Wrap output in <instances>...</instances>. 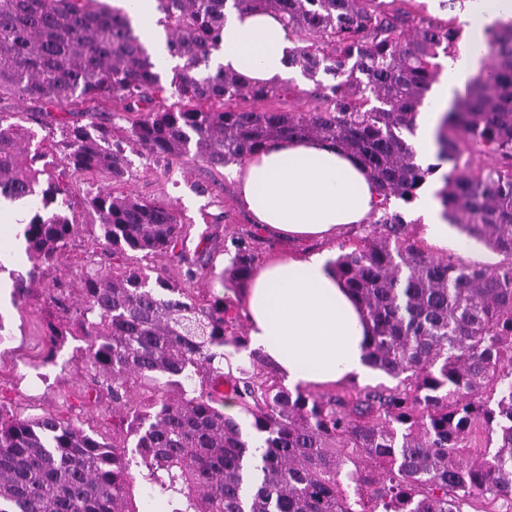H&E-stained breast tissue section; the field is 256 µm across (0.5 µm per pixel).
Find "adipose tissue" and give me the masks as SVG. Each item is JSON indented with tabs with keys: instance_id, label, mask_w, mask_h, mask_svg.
Returning a JSON list of instances; mask_svg holds the SVG:
<instances>
[{
	"instance_id": "ef3b65f1",
	"label": "adipose tissue",
	"mask_w": 512,
	"mask_h": 512,
	"mask_svg": "<svg viewBox=\"0 0 512 512\" xmlns=\"http://www.w3.org/2000/svg\"><path fill=\"white\" fill-rule=\"evenodd\" d=\"M469 29L512 20V0H469ZM296 43L276 16L230 11L213 62L264 84L288 77ZM238 202L267 236L290 242L334 239L369 223L379 201L361 162L336 144L283 139L251 156L235 176ZM241 303L250 349L288 386L362 381L371 331L357 297L340 281L329 252H286L255 266Z\"/></svg>"
}]
</instances>
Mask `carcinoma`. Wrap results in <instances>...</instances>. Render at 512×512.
Wrapping results in <instances>:
<instances>
[{"mask_svg": "<svg viewBox=\"0 0 512 512\" xmlns=\"http://www.w3.org/2000/svg\"><path fill=\"white\" fill-rule=\"evenodd\" d=\"M227 0H157L171 79L128 14L100 0H0V96L43 108L86 104L90 121L60 126L49 141L62 169L36 162L31 128L0 112V200L29 210L31 268L15 276L23 297L62 256L77 211L96 217L94 245L136 261L82 271L81 299L54 283L58 321L44 363L65 336H81L95 369L92 391L112 402L108 443L51 413L0 409V512H140L138 495L167 512H496L512 506V21L488 31V71L468 81L437 131L438 163L418 162L407 136L439 74L455 58L460 24L384 0H232L278 15L297 47L290 66L313 81L319 106H256L295 94L292 81L247 82L211 66ZM332 77L329 84L320 76ZM120 100L99 119L95 104ZM250 100L248 107L242 102ZM128 125H122L123 121ZM330 141L357 157L381 200L336 275L372 324L370 366L395 380L350 399L290 391L248 349L241 309L184 288L151 263L204 266L184 250L182 212L166 201L66 179L98 171L113 183L160 162L241 164L280 139ZM490 156L472 171L461 145ZM436 196L448 222L504 259L495 265L434 257L407 236L403 214L440 164ZM254 235L234 241L227 287L245 284ZM231 401L238 418L224 414ZM483 448L471 456L473 436Z\"/></svg>", "mask_w": 512, "mask_h": 512, "instance_id": "obj_1", "label": "carcinoma"}]
</instances>
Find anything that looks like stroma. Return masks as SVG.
<instances>
[{
    "instance_id": "obj_1",
    "label": "stroma",
    "mask_w": 512,
    "mask_h": 512,
    "mask_svg": "<svg viewBox=\"0 0 512 512\" xmlns=\"http://www.w3.org/2000/svg\"><path fill=\"white\" fill-rule=\"evenodd\" d=\"M208 184L211 192L200 196L194 182ZM117 192L144 198L170 199L179 204L188 224V249H195L202 234L218 241L255 233L236 199L231 169L213 170L202 164H175L170 169L137 171L135 177L117 185ZM79 229L57 265L47 271L29 295L13 298L8 273H0V321L6 336L0 341V405L27 415L51 413L92 427L100 437H112V405L107 397L88 403L89 366L79 340L67 338L57 365H44L48 346L47 326L55 321L51 303L52 281L70 280L73 295H80V273L87 263L111 264V255L96 251L90 236L91 219L77 216Z\"/></svg>"
}]
</instances>
